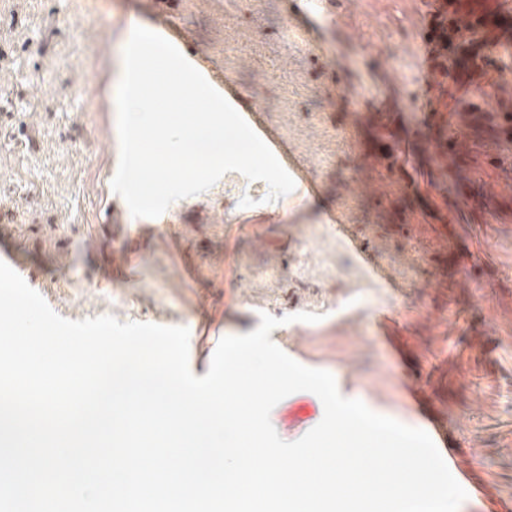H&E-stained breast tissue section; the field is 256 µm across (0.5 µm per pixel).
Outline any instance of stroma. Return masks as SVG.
Segmentation results:
<instances>
[{"mask_svg": "<svg viewBox=\"0 0 512 512\" xmlns=\"http://www.w3.org/2000/svg\"><path fill=\"white\" fill-rule=\"evenodd\" d=\"M433 6L322 0L328 19L315 24L290 18L291 0H0V249L64 318L187 327L199 377L215 340L254 331L261 314H319L274 333L342 395L411 427L402 392L418 383L491 491L460 512H496L512 504V164H489L473 122L454 118L482 194L429 189L413 122L415 49ZM159 8L260 108L315 192L271 201L265 182L230 172L138 231L111 188V77L127 35ZM348 83L382 94L352 98ZM387 119L417 155L418 199L379 159ZM245 196L253 206L240 207ZM332 214L372 245L395 289L337 239Z\"/></svg>", "mask_w": 512, "mask_h": 512, "instance_id": "1", "label": "stroma"}]
</instances>
